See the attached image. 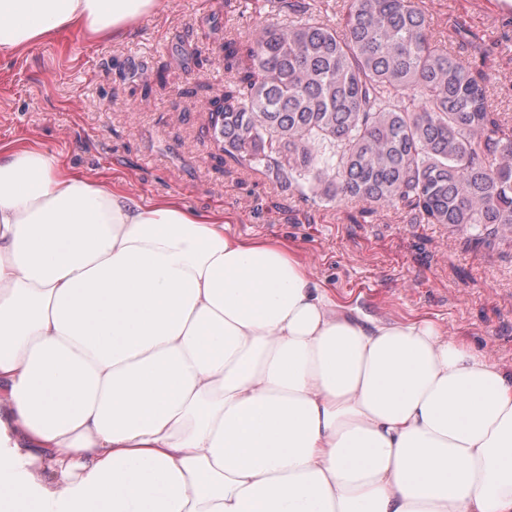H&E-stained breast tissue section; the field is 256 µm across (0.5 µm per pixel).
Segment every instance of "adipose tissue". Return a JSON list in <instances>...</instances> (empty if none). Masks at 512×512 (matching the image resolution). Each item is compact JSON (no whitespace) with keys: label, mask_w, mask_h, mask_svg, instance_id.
I'll list each match as a JSON object with an SVG mask.
<instances>
[{"label":"adipose tissue","mask_w":512,"mask_h":512,"mask_svg":"<svg viewBox=\"0 0 512 512\" xmlns=\"http://www.w3.org/2000/svg\"><path fill=\"white\" fill-rule=\"evenodd\" d=\"M160 0H0V54ZM0 512H512V370L286 240L0 147Z\"/></svg>","instance_id":"ef3b65f1"}]
</instances>
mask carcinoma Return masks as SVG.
<instances>
[{"mask_svg":"<svg viewBox=\"0 0 512 512\" xmlns=\"http://www.w3.org/2000/svg\"><path fill=\"white\" fill-rule=\"evenodd\" d=\"M268 2L280 20L224 39V157L325 204L512 244V128L486 58L435 42L415 0H345L339 26L318 0Z\"/></svg>","mask_w":512,"mask_h":512,"instance_id":"cac0c4a2","label":"carcinoma"}]
</instances>
